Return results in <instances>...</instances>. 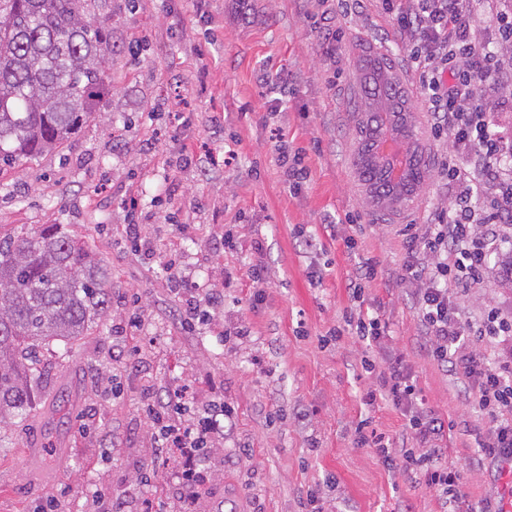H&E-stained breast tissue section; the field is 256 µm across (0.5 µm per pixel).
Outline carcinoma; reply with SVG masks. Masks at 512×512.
Wrapping results in <instances>:
<instances>
[{"label": "carcinoma", "mask_w": 512, "mask_h": 512, "mask_svg": "<svg viewBox=\"0 0 512 512\" xmlns=\"http://www.w3.org/2000/svg\"><path fill=\"white\" fill-rule=\"evenodd\" d=\"M115 54L112 17L96 0H0V165L56 151L94 117ZM359 145L353 164L377 207L421 192L431 171L416 138L417 117L390 58L363 50L356 74ZM392 137L403 157L378 156ZM111 273L60 224L33 236L0 238V426L29 415L40 383L41 349L69 346L105 319Z\"/></svg>", "instance_id": "1"}]
</instances>
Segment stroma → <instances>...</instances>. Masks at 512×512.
Listing matches in <instances>:
<instances>
[{
  "instance_id": "obj_1",
  "label": "stroma",
  "mask_w": 512,
  "mask_h": 512,
  "mask_svg": "<svg viewBox=\"0 0 512 512\" xmlns=\"http://www.w3.org/2000/svg\"><path fill=\"white\" fill-rule=\"evenodd\" d=\"M99 5L116 53L96 117L58 153L0 166V237L67 225L112 274L110 314L68 358L45 349L34 408L0 447V512H113L122 501L182 512L189 487L155 446L145 383L163 402L189 387L188 413L217 401L232 412L201 457L208 491L197 512H442L435 489L357 441L373 431L390 447L415 445L392 401L365 400L395 357L424 410L453 421L448 461L468 478L473 512L511 494L479 456L490 421L464 397L471 378L429 355L413 303L414 255L399 230L434 223L448 178L388 21L370 0H251L245 14L237 0ZM324 15L330 40L315 28ZM361 38L387 50L434 161L414 204L387 218L352 164ZM176 105L190 127L172 122ZM280 137L308 170L300 190L280 165ZM132 197L147 255L125 233ZM368 262L378 278L363 305L390 329L375 347L347 324L348 279ZM252 265L265 268L263 287L247 278ZM485 277L460 298L462 320L512 311V282L492 262ZM184 283L223 297L192 331L175 293Z\"/></svg>"
}]
</instances>
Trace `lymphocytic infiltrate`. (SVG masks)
I'll use <instances>...</instances> for the list:
<instances>
[{"mask_svg": "<svg viewBox=\"0 0 512 512\" xmlns=\"http://www.w3.org/2000/svg\"><path fill=\"white\" fill-rule=\"evenodd\" d=\"M399 33L409 66L418 72L432 129L445 139L450 199L438 222L425 225L417 240L423 259L411 265L417 283L414 302L434 360L446 368H462L473 380L468 392L491 419L479 451L491 467L512 472V366H485L470 352L475 341L512 338V313L492 309L476 322L462 321L456 295L479 285L487 257L500 238L499 224L512 223V170L501 162L505 147L499 122L484 107V95L512 83V62L479 42L474 14L483 9L501 39L512 45V13L497 9V0H373ZM380 396L402 408L416 447L392 452L381 438L360 434V444L376 450L390 468L404 464L453 503L469 512L464 474L448 466L437 440L449 427L426 414L420 392L401 359L392 360L377 377ZM181 405L150 407L157 438L166 453L181 455L183 474L191 486L200 476L195 461L221 420L210 413L184 425Z\"/></svg>", "mask_w": 512, "mask_h": 512, "instance_id": "f902f5d3", "label": "lymphocytic infiltrate"}]
</instances>
